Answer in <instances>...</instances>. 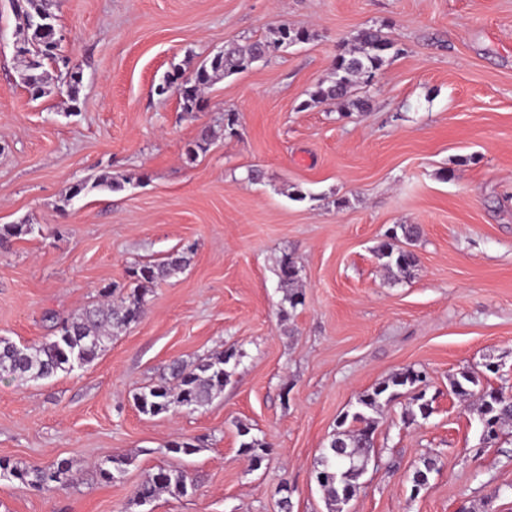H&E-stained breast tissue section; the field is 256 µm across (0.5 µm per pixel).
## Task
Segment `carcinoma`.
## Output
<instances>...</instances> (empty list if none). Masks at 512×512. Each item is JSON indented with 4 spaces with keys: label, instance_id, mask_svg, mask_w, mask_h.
Here are the masks:
<instances>
[{
    "label": "carcinoma",
    "instance_id": "1",
    "mask_svg": "<svg viewBox=\"0 0 512 512\" xmlns=\"http://www.w3.org/2000/svg\"><path fill=\"white\" fill-rule=\"evenodd\" d=\"M12 9L22 21L20 42L26 47L25 65L19 74L20 83L34 99L49 94L51 74L48 66L56 65L64 58L51 50L52 33L37 24L41 17L49 15L47 0H12ZM312 34L304 29L282 25L275 29L273 37L255 40L245 46L233 45L224 49V55L212 56L203 61L190 78L176 73L166 78V82L179 96L182 111L197 109L202 89L217 75L242 72L253 63L264 60L281 48L292 43L310 40ZM357 48L336 54L333 61V77L328 83L318 84L309 93V99L302 107L318 105L339 107L341 112H364L369 107L368 100L356 95L354 87L369 85L376 73L383 67L386 58L392 54L394 41L380 29L367 28L355 36ZM67 96L70 102L78 100L82 81L78 67L66 72ZM214 139L211 128L205 127L193 145L187 148V155L193 156L205 150ZM100 188L110 192L121 191L125 180L109 172L100 174L92 184L79 182L70 187L68 199L72 200L87 188ZM29 232L26 224L0 225V248L12 239ZM413 241L419 237V228L414 224H400L378 248L379 258L384 266L396 271L403 279L412 276L417 266L414 252L398 244V238ZM193 248H184L166 260L130 268L132 290L124 294L115 288H105L102 293L107 303L87 307L67 318L55 322L54 334L39 345H18L7 338H0V375H9L33 381L46 380L60 371H71L92 363L102 352L114 332L138 322L145 313V285L172 277L190 263ZM279 278L284 284H292L298 279L299 268L296 261L286 255L279 264ZM236 358L233 351L210 355L201 359L194 367L175 361L168 373L156 383L142 388L134 397L139 411L146 415L158 416L181 410L195 411L207 405L212 398L224 390L230 377L226 365ZM424 382L423 375L406 368L379 382L365 391L357 400V409L345 413L339 427L328 446L322 449L321 471L317 481L326 494L329 512H343L354 495L359 478L348 473L351 465H368L374 457V431L376 420L373 414L379 412L401 391L412 394V404L422 418L431 413V404L425 400V392L418 390ZM449 389L462 401L473 398L479 402V415L482 421H491L496 428L512 423V397L493 388L483 387L479 375L474 371L463 370L449 379ZM241 438L240 448L249 455L253 467L258 468L272 452L271 446L251 435V428L238 427ZM130 460L112 457L97 465L101 481L112 483L125 472ZM60 474V483L42 484L46 475L44 469L21 468L7 460L0 459V479H17L40 490H62L72 482V467L66 459L52 465ZM435 469V462L423 460V467L417 468L412 476V489H421L428 483L429 474ZM195 490L194 480L180 466H168L153 473L134 491L132 502L137 506L151 504L160 494L166 492L175 497L187 496Z\"/></svg>",
    "mask_w": 512,
    "mask_h": 512
}]
</instances>
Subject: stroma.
Returning a JSON list of instances; mask_svg holds the SVG:
<instances>
[{"mask_svg":"<svg viewBox=\"0 0 512 512\" xmlns=\"http://www.w3.org/2000/svg\"><path fill=\"white\" fill-rule=\"evenodd\" d=\"M51 11L82 74L71 113L66 95L34 100L20 84L18 20L0 0V225L33 227L0 249V337L41 343L52 317L129 287L135 265L194 256L150 285L144 316L93 363L0 376V458H65L75 476L55 493L2 480L0 512H138L134 490L176 460L177 440L198 447L176 460L197 490L150 512H280L284 481L292 512H327L323 448L360 394L409 367L432 413L412 417L406 395L384 408L346 512H512V424L483 442L448 383L469 369L512 394V0H52ZM282 24L314 37L216 78L197 111L158 94L174 69L190 76ZM365 28L399 49L357 90L369 111L304 107ZM205 126L215 139L188 159ZM253 167L264 182L248 181ZM106 171L124 190L67 200ZM400 224L422 230L405 280L377 256ZM286 254L300 268L294 309L277 276ZM229 349L237 365L208 405L138 410L135 394L172 361ZM241 424L274 449L261 467L241 452ZM110 456L130 463L106 484L95 466ZM426 458L436 468L412 494Z\"/></svg>","mask_w":512,"mask_h":512,"instance_id":"35a3bbf8","label":"stroma"}]
</instances>
